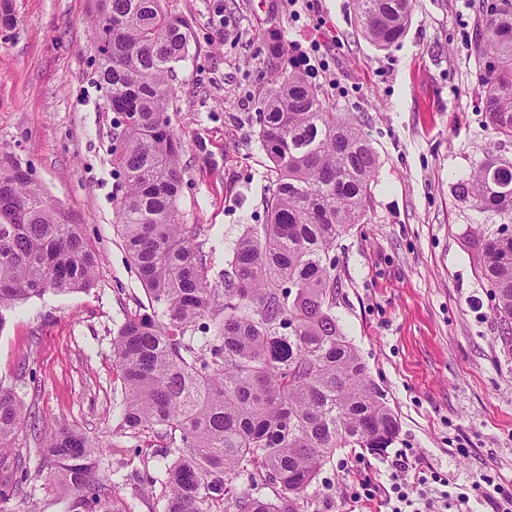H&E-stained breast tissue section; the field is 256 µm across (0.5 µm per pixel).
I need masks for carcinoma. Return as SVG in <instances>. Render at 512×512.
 Returning <instances> with one entry per match:
<instances>
[{
	"mask_svg": "<svg viewBox=\"0 0 512 512\" xmlns=\"http://www.w3.org/2000/svg\"><path fill=\"white\" fill-rule=\"evenodd\" d=\"M165 0H93L100 79L116 112L112 165L123 176L116 224L148 300L113 342L124 402L120 430L158 438L162 512H299L336 452H382L399 434L386 397L331 312L336 242L365 223L378 155L359 124L297 70L279 72L259 107L272 189L264 224H248L209 276L199 224L182 220L181 138L169 74L191 28ZM364 36L384 49L405 33L412 0H354ZM483 110L512 141V0L476 6ZM0 161V328L19 300L91 286L100 255L31 181ZM481 161L460 192L512 223V179ZM504 339L512 338V234L477 242ZM37 418L0 386V455ZM99 444L63 427L49 436L50 479L68 512H132L118 487L91 478ZM12 494L29 469L14 462Z\"/></svg>",
	"mask_w": 512,
	"mask_h": 512,
	"instance_id": "1",
	"label": "carcinoma"
}]
</instances>
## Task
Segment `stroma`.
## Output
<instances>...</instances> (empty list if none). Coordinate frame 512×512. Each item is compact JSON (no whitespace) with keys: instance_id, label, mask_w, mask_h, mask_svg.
<instances>
[{"instance_id":"35a3bbf8","label":"stroma","mask_w":512,"mask_h":512,"mask_svg":"<svg viewBox=\"0 0 512 512\" xmlns=\"http://www.w3.org/2000/svg\"><path fill=\"white\" fill-rule=\"evenodd\" d=\"M474 0H415L404 36L376 48L352 0H167L191 25L190 53L170 82L169 112L185 150L181 209L202 225L220 271L245 225L267 218L270 161L258 137L272 71L301 65L340 112L361 123L378 153L368 221L336 246L332 312L384 392L400 433L380 453L341 451L308 490L307 512H349L359 482H388V459L414 449L422 470L448 476L472 512H496L483 475L512 490V346L478 275L477 237L501 218L459 192L494 145L479 108ZM0 159L26 168L80 224L100 261L90 288L46 293L12 307L0 328V384L42 431L70 426L99 440L96 480L121 484L135 512H162L165 462L129 437L112 340L147 302L113 223L119 182L112 113L98 81L91 0H0ZM284 52L271 55V37ZM26 493L0 512H67L43 466L44 443L19 425Z\"/></svg>"}]
</instances>
